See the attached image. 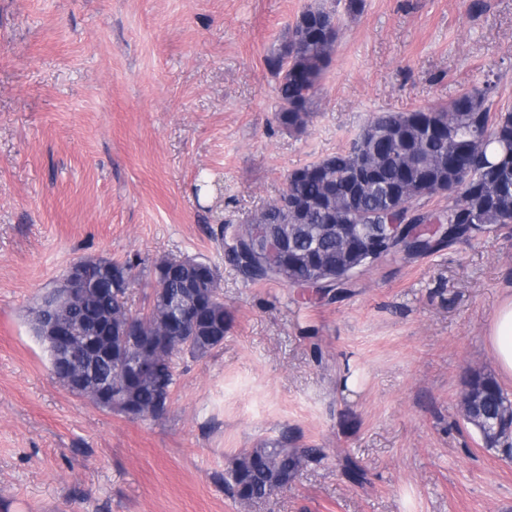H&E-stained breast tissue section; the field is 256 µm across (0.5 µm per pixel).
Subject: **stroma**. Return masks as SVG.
I'll return each mask as SVG.
<instances>
[{"label":"stroma","instance_id":"obj_1","mask_svg":"<svg viewBox=\"0 0 512 512\" xmlns=\"http://www.w3.org/2000/svg\"><path fill=\"white\" fill-rule=\"evenodd\" d=\"M320 0H0V512H512V460L459 416L500 377L487 331L512 294V224L374 264L334 297L253 284L212 236L344 151L376 113L448 103L489 75L512 107V0H363L340 18L300 132L266 59ZM219 271L222 348L177 356L166 414L132 419L53 379L31 311L73 263ZM288 435L296 480L242 504L236 459Z\"/></svg>","mask_w":512,"mask_h":512}]
</instances>
